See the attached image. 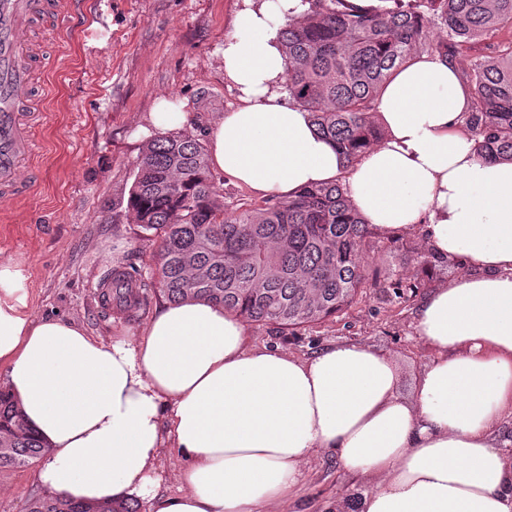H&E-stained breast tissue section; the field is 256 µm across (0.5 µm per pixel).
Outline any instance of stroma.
I'll return each mask as SVG.
<instances>
[{
    "label": "stroma",
    "instance_id": "obj_1",
    "mask_svg": "<svg viewBox=\"0 0 512 512\" xmlns=\"http://www.w3.org/2000/svg\"><path fill=\"white\" fill-rule=\"evenodd\" d=\"M263 0H84L41 40L48 65L37 82L47 112L36 131L38 170L22 199L0 203V263H23L36 318L74 323L89 335L124 341L139 335L159 301L149 297L126 312L104 306L98 288L113 266L147 271L154 242L127 214L126 201L142 154L148 116L160 100L195 113L192 130L206 138L214 120L240 105L224 78L225 41L236 33L245 2ZM370 247L376 264L356 302L338 317L282 335L247 325L251 348L280 347L306 359L344 342L366 344L397 357L402 394L432 352L414 331V313L438 285L466 273L462 261L422 272L421 232L379 235ZM419 282L413 296L396 297L385 270ZM38 468L0 471V512H23L40 492ZM353 474L331 454L309 459L288 500L272 512H334L357 492Z\"/></svg>",
    "mask_w": 512,
    "mask_h": 512
}]
</instances>
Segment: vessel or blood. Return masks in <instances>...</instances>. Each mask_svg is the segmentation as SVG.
Here are the masks:
<instances>
[{
  "instance_id": "obj_1",
  "label": "vessel or blood",
  "mask_w": 512,
  "mask_h": 512,
  "mask_svg": "<svg viewBox=\"0 0 512 512\" xmlns=\"http://www.w3.org/2000/svg\"><path fill=\"white\" fill-rule=\"evenodd\" d=\"M74 0H0V196L21 195V170L38 154L35 129L43 105L33 93L40 45L37 28L70 10Z\"/></svg>"
}]
</instances>
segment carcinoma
Instances as JSON below:
<instances>
[{"instance_id":"carcinoma-1","label":"carcinoma","mask_w":512,"mask_h":512,"mask_svg":"<svg viewBox=\"0 0 512 512\" xmlns=\"http://www.w3.org/2000/svg\"><path fill=\"white\" fill-rule=\"evenodd\" d=\"M363 10L350 0H302L278 39L289 98L351 165L383 131L375 103L399 68L420 52L457 59L512 26V0H389ZM463 72L472 87L463 128L484 159L512 161V41L489 45ZM126 208L157 242V274L112 270L102 301L130 307L136 289L177 303L195 297L282 334L336 317L365 281L374 230L354 212L343 181L262 205L224 201L194 135L157 136L143 151ZM45 445L0 388V470L29 466ZM24 512H140L138 501L89 503L47 493Z\"/></svg>"}]
</instances>
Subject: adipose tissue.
Wrapping results in <instances>:
<instances>
[{
  "instance_id": "adipose-tissue-1",
  "label": "adipose tissue",
  "mask_w": 512,
  "mask_h": 512,
  "mask_svg": "<svg viewBox=\"0 0 512 512\" xmlns=\"http://www.w3.org/2000/svg\"><path fill=\"white\" fill-rule=\"evenodd\" d=\"M301 0L245 5L224 75L240 106L209 131V164L255 194L346 181L377 233L423 225L429 249L468 271L423 301L433 351L402 395L394 356L341 343L308 359L252 349L243 321L200 299L167 303L120 343L38 319L25 267L0 264V386L46 448L37 477L85 501L149 512H269L322 450L366 483L358 512H512V161L478 157L462 127L471 93L456 61L420 54L382 90L380 142L346 167L281 92L277 21ZM173 443L182 492L159 491Z\"/></svg>"
}]
</instances>
